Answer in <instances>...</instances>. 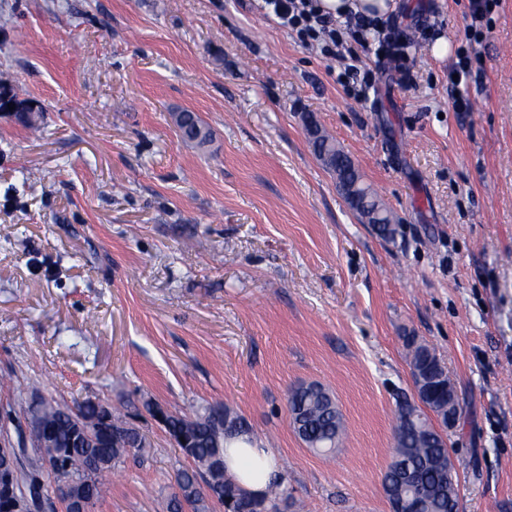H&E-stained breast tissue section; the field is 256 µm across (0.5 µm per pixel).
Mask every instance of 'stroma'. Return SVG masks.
Wrapping results in <instances>:
<instances>
[{
    "label": "stroma",
    "instance_id": "stroma-1",
    "mask_svg": "<svg viewBox=\"0 0 512 512\" xmlns=\"http://www.w3.org/2000/svg\"><path fill=\"white\" fill-rule=\"evenodd\" d=\"M397 3L411 84L385 72L359 98L260 0H0V88L41 128L0 112V440L19 444L37 393L125 404L151 446L94 512H157L175 490L186 460L148 401L232 405L279 453L296 501L280 512H391L408 335L457 390L459 512H512V0L471 41L468 0ZM438 34L478 58L470 111L451 106ZM181 110L207 147L180 141ZM309 115L395 241L315 157ZM309 383L343 414L330 456L288 422ZM315 126L313 135L309 134L311 147L316 157L336 175V181L347 194V201L373 231L384 241L392 242L397 234L396 224L390 211L381 201L374 190L364 187L361 183L359 170L352 160L336 144L332 135L316 120H311ZM338 148H337V147ZM390 213V223L385 208ZM367 219V220H366Z\"/></svg>",
    "mask_w": 512,
    "mask_h": 512
}]
</instances>
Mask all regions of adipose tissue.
Listing matches in <instances>:
<instances>
[{"mask_svg":"<svg viewBox=\"0 0 512 512\" xmlns=\"http://www.w3.org/2000/svg\"><path fill=\"white\" fill-rule=\"evenodd\" d=\"M226 475L247 495L263 497L270 484L283 480L278 453L254 434H246L224 449Z\"/></svg>","mask_w":512,"mask_h":512,"instance_id":"1","label":"adipose tissue"}]
</instances>
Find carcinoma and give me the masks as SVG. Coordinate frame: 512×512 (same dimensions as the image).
I'll return each instance as SVG.
<instances>
[{
	"label": "carcinoma",
	"mask_w": 512,
	"mask_h": 512,
	"mask_svg": "<svg viewBox=\"0 0 512 512\" xmlns=\"http://www.w3.org/2000/svg\"><path fill=\"white\" fill-rule=\"evenodd\" d=\"M179 134L187 145L203 147L210 131L189 110L180 113ZM310 136L316 157L336 175V181L347 194V201L365 223L384 241L392 242L396 225L388 221L384 203L376 192L361 183L359 170L336 141L319 123ZM410 365L419 403L407 399L398 406L395 429L398 456L391 460L383 476V484H392L397 472L410 473L413 482L403 486L402 495H412L421 503L423 512H457L458 491L455 467L448 459L444 436L433 423L432 416L456 411L458 395L435 352L408 337ZM94 430L95 441L85 443L75 433L74 411ZM287 411L296 436L310 449L329 452L339 444L344 432L342 414L336 400L317 384L301 385L288 392ZM42 425L32 429L30 439L48 442L36 448L32 460L34 472L29 474L27 490L39 484L42 459L56 458L65 468L63 477L52 476L54 483L66 479L74 483L84 499L85 512H92L101 497L103 480L112 467L132 455L142 456L146 436L124 420L121 411L111 408L107 416L97 412L94 402L85 401L74 407L54 398L44 405ZM165 429L171 436H183L188 447L182 453L191 456L192 465L176 473V486L182 495H173L165 504L166 512H182L183 504L194 512H212V505L230 504L244 512L249 506L291 497L288 485L272 484L265 496L255 500L242 492L224 473V439L248 431L244 419L227 404H207L192 416L169 413Z\"/></svg>",
	"instance_id": "obj_1"
}]
</instances>
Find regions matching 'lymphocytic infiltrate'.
I'll return each instance as SVG.
<instances>
[{
    "label": "lymphocytic infiltrate",
    "mask_w": 512,
    "mask_h": 512,
    "mask_svg": "<svg viewBox=\"0 0 512 512\" xmlns=\"http://www.w3.org/2000/svg\"><path fill=\"white\" fill-rule=\"evenodd\" d=\"M266 9L307 45L319 48L323 55L337 58L340 70L336 80L342 86L364 94L375 81L373 70L356 65L353 44L373 43L376 55L402 82H409L408 39L404 29L394 21H379L357 13L345 19L321 13L318 0H263Z\"/></svg>",
    "instance_id": "obj_1"
}]
</instances>
